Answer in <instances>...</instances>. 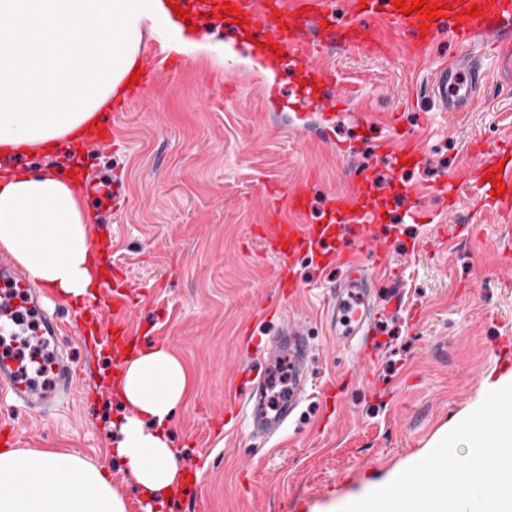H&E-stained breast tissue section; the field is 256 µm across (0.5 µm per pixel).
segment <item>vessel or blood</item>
I'll return each mask as SVG.
<instances>
[{"instance_id":"b4317fda","label":"vessel or blood","mask_w":512,"mask_h":512,"mask_svg":"<svg viewBox=\"0 0 512 512\" xmlns=\"http://www.w3.org/2000/svg\"><path fill=\"white\" fill-rule=\"evenodd\" d=\"M348 18L336 17L335 0H177L179 6L198 14L200 9L219 13L224 4H231L234 13L248 21V29L257 41L273 43V50L263 53L265 61L286 69L295 76L298 86L294 105L310 100L314 85L335 87L339 74L334 66L320 64L328 44L339 41L352 47H369L389 37L393 31H407L413 36L410 44L415 57H423L437 35L447 33L457 43L471 41L478 27L487 18H495L497 47L512 49V0H429L441 5L439 19H429L415 13L406 15L396 8V0H345ZM478 5L480 12L468 15L470 5ZM178 61L165 56L160 47H152L148 61L137 84L132 85L131 96H138L142 87L152 84L158 74L172 71ZM481 78L476 60L465 57L450 64L438 66L431 79L429 94L442 111L454 112L467 104ZM113 125L94 127L84 136L80 146L86 152H101L111 147ZM423 150L417 138L401 133L382 143L380 156L390 168H399L401 160H420ZM488 164L499 172L498 179L505 191L493 194L492 184L484 176H477L473 197L481 209L504 210L512 207V148L497 147ZM373 183L364 173H357L353 184L344 191L331 194L329 207L321 224H291L283 220L281 205L303 216L312 207L311 183L285 186L271 190L272 197L266 218L267 239L282 266L292 267L301 257H320L324 263H338L343 259L344 244H351L371 255L377 266L387 263V246L377 236L375 214L362 204L361 199L372 191ZM374 275L358 267H349L346 277L331 291L327 309L329 324L343 343L365 345L373 330L380 300H387L399 308L404 299L399 292H388L378 297L372 287ZM102 297L87 301L84 311L91 323H111L117 336L128 339V324L134 305L129 292L104 286ZM47 291L31 281L12 260L0 255V337L22 340L32 353H40L46 340L57 339L61 328L57 313L49 311L44 300ZM288 352L295 367V387L285 406L276 416H264L260 407L252 409V427L257 431L274 432L281 428L293 409L308 393L307 362L312 354L308 332L297 325L275 328L257 355L244 357L239 364L241 374L252 372L253 365H266L280 352ZM43 373L42 382L31 381L28 367L15 354L0 353V392L12 395L26 412L46 415L55 411L72 390L73 369L64 357L38 364Z\"/></svg>"}]
</instances>
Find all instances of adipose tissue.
I'll return each mask as SVG.
<instances>
[{
    "instance_id": "obj_1",
    "label": "adipose tissue",
    "mask_w": 512,
    "mask_h": 512,
    "mask_svg": "<svg viewBox=\"0 0 512 512\" xmlns=\"http://www.w3.org/2000/svg\"><path fill=\"white\" fill-rule=\"evenodd\" d=\"M168 0H0V152L52 150L88 132L138 66L145 20ZM0 246L64 298L96 296L85 203L57 170L0 171ZM113 450L145 503L182 483L167 427L188 376L163 347L127 358ZM0 512H127L105 469L65 450L0 451Z\"/></svg>"
}]
</instances>
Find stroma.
I'll use <instances>...</instances> for the list:
<instances>
[{"label": "stroma", "instance_id": "obj_1", "mask_svg": "<svg viewBox=\"0 0 512 512\" xmlns=\"http://www.w3.org/2000/svg\"><path fill=\"white\" fill-rule=\"evenodd\" d=\"M206 35L235 47V57L217 67L185 56L140 92L116 120L111 150L90 159L119 190L110 208H89L90 222L112 247L114 275L135 288L141 349L166 347L188 372L169 429L177 465L192 477L164 512H326L396 478L484 388L512 375V354L502 348L512 341V265L503 260L512 253V213L488 210L472 224L468 195L451 211L435 192L442 176L480 170L476 147L512 138V54L443 34L424 59L400 33L381 52L333 47L324 61L343 73L337 91L354 102L325 140L315 114L269 116L264 87L275 81L290 95L294 85L282 73L266 76L241 48L240 29L215 21ZM465 55L482 67L475 100L439 111L426 91L431 71ZM396 129L417 135L424 157L393 174L377 147ZM335 141L346 152L333 150ZM359 169L373 178L370 205L387 215L377 226L390 251L381 285L404 289L410 306L383 315L378 339L358 359L322 324L345 268L296 261L292 271L307 290L292 308L313 344V387L285 430L252 437L238 361L268 336L265 318L284 304L280 263L260 239L265 188L313 179L309 218L317 221L329 192ZM416 210L425 222L412 223ZM61 317L71 324L59 345L77 369L74 387L42 418L0 398L11 446L76 452L111 473L127 512H143L112 454L110 421L124 412L107 386L115 352L80 335L81 318Z\"/></svg>", "mask_w": 512, "mask_h": 512}]
</instances>
